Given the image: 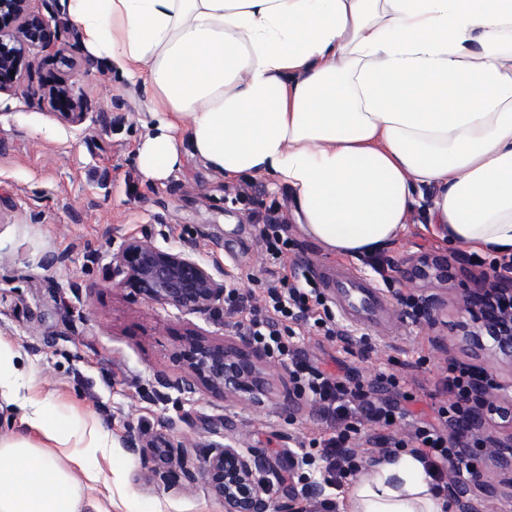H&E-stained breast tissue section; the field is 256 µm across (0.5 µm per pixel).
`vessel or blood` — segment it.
<instances>
[{"label": "vessel or blood", "instance_id": "b4317fda", "mask_svg": "<svg viewBox=\"0 0 512 512\" xmlns=\"http://www.w3.org/2000/svg\"><path fill=\"white\" fill-rule=\"evenodd\" d=\"M319 282L336 303L342 320L359 329L388 322L392 310L381 288L369 276L348 266L323 271Z\"/></svg>", "mask_w": 512, "mask_h": 512}]
</instances>
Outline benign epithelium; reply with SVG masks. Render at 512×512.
Masks as SVG:
<instances>
[{"label":"benign epithelium","instance_id":"7a95c632","mask_svg":"<svg viewBox=\"0 0 512 512\" xmlns=\"http://www.w3.org/2000/svg\"><path fill=\"white\" fill-rule=\"evenodd\" d=\"M52 49L46 42V20L29 10V0H0V94L17 90L22 66L34 51ZM50 110L61 119L82 120L76 86L64 82L49 97ZM112 282L131 285L146 298L180 311L215 309L224 301V281L185 252H170L149 240L126 242L112 259ZM259 351H230L222 342L195 340L183 350V360L211 390L258 392L254 357ZM158 456L174 470L197 474L224 498L226 512H268L270 483L266 464L228 445L203 455L192 471L179 447L161 439Z\"/></svg>","mask_w":512,"mask_h":512}]
</instances>
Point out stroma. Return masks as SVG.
<instances>
[{"label": "stroma", "mask_w": 512, "mask_h": 512, "mask_svg": "<svg viewBox=\"0 0 512 512\" xmlns=\"http://www.w3.org/2000/svg\"><path fill=\"white\" fill-rule=\"evenodd\" d=\"M51 21L56 47L39 54L15 95L0 96V337L20 356L21 393L50 399L88 431L102 425L110 446L97 471L111 485L85 482L83 493L103 512H225L224 500L201 479L179 477L167 485L147 449L166 437L186 458L228 445L269 458L268 477L279 485L290 471L304 473L303 452H317L319 425L306 397L275 358H259L261 396L216 393L196 379L180 353L192 338L242 347L223 313L180 311L110 280L112 257L131 239L185 250L226 285L259 296L265 260L255 247L257 227L227 191L233 179L201 160L186 158L162 181L145 179L136 149L148 131L153 104L141 84L111 72L81 47L63 0H31ZM76 83L85 118L61 120L44 105L56 78ZM400 236L388 248L400 268L383 292L391 304L420 294L429 318L400 317L396 331L365 329L366 340L345 353L334 341L307 333L295 337L311 364L352 376L386 371L405 379L413 399L406 407L431 418L434 383L448 359L489 372L497 403L512 401V359L478 343L464 298L475 287L466 251L449 246L423 222L433 189H423ZM288 261L317 277L321 267L351 265L294 227ZM449 265L448 278L416 273L423 251ZM425 359L426 371L414 367ZM143 440L130 448L131 438ZM484 454L474 457L467 482L472 512H512V429L489 426Z\"/></svg>", "instance_id": "obj_1"}]
</instances>
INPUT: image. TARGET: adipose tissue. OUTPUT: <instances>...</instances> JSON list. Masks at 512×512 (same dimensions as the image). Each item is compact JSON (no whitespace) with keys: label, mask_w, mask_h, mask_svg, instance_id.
<instances>
[{"label":"adipose tissue","mask_w":512,"mask_h":512,"mask_svg":"<svg viewBox=\"0 0 512 512\" xmlns=\"http://www.w3.org/2000/svg\"><path fill=\"white\" fill-rule=\"evenodd\" d=\"M84 49L155 107L136 150L147 180L186 157L229 177L267 176L291 193L304 232L354 258L389 246L434 188L436 234L512 253V0H66ZM0 340V398L45 439L68 443L51 401L20 397ZM77 470L44 445L0 435V512H100L83 497L104 448ZM422 464L367 467L342 512H450Z\"/></svg>","instance_id":"adipose-tissue-1"}]
</instances>
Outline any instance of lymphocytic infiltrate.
I'll return each instance as SVG.
<instances>
[{"label":"lymphocytic infiltrate","mask_w":512,"mask_h":512,"mask_svg":"<svg viewBox=\"0 0 512 512\" xmlns=\"http://www.w3.org/2000/svg\"><path fill=\"white\" fill-rule=\"evenodd\" d=\"M239 203L249 205L248 218L259 227L256 244L271 264L280 263L292 243L286 213L273 202L254 209L262 187L251 180H241L234 188ZM512 272V254L493 258L478 276L480 295L475 305L481 319L479 335L490 343L512 333V298L499 293L496 281L502 273ZM325 299L311 279L297 274H281L265 279L261 300L249 303L237 289L224 291V318L238 335L263 349L268 355L286 362L295 389L312 403L322 430L317 477L303 484L299 493L306 502L304 512H332L334 505L322 499L325 489L341 487L344 478L360 472L364 463H378L410 451L423 465L433 485L440 491L463 489V471L470 449L481 447L489 423L512 424V407L490 406L477 395L484 378L476 367L458 361L449 362L436 382L437 392L448 394L433 419H410L401 400L406 393L400 378L379 373L374 382L355 380L310 365L300 350L287 340L293 328L313 329L327 339L351 350L355 339L350 329L324 308ZM409 421L406 437L393 436L377 442L369 458L357 452V440L364 437L365 425L389 427L391 422Z\"/></svg>","instance_id":"1"}]
</instances>
